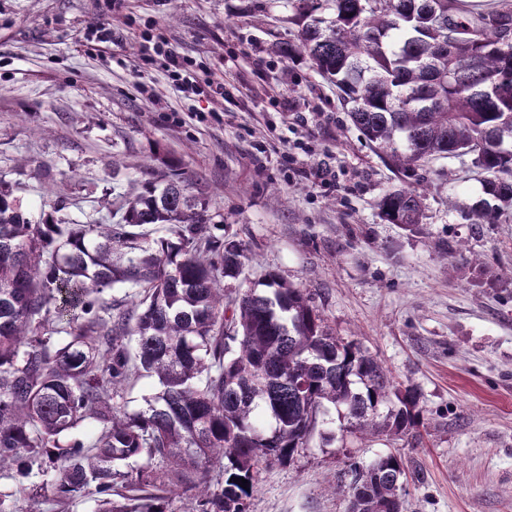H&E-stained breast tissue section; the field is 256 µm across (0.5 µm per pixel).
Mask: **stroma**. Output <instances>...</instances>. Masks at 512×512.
Here are the masks:
<instances>
[{
  "mask_svg": "<svg viewBox=\"0 0 512 512\" xmlns=\"http://www.w3.org/2000/svg\"><path fill=\"white\" fill-rule=\"evenodd\" d=\"M292 12L286 0H0V182L32 223L48 196L66 223L90 224L146 167L178 169L207 193L212 233L252 258L228 293L277 273L417 389L418 433H348L327 448L313 437L290 465L264 468L250 512H347V456L391 451L419 474L403 512H512V210L470 222L482 192L467 157L395 174L334 86L305 58L271 54L294 42ZM103 23L108 44L90 35ZM162 41L223 95L176 92L153 51ZM313 163L329 186L299 175ZM404 186L424 197L415 232L380 214Z\"/></svg>",
  "mask_w": 512,
  "mask_h": 512,
  "instance_id": "stroma-1",
  "label": "stroma"
}]
</instances>
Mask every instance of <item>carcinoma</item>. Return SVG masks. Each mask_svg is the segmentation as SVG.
Here are the masks:
<instances>
[{
    "label": "carcinoma",
    "instance_id": "cac0c4a2",
    "mask_svg": "<svg viewBox=\"0 0 512 512\" xmlns=\"http://www.w3.org/2000/svg\"><path fill=\"white\" fill-rule=\"evenodd\" d=\"M288 23L297 41L274 51L336 86L394 170L470 155L473 223L512 208V0H295ZM209 208L181 174L150 171L92 224H34L0 183V475L18 473L16 493L37 498L50 474L58 512L85 496L94 512H168L186 493L190 512H249L263 467L291 463L331 406L351 433L424 425L415 389L336 335L304 289L269 272L264 291L226 297L249 257L207 231ZM380 210L415 231L425 206L398 188ZM114 286L130 302L115 317ZM142 377L156 386L130 413ZM347 469L349 512H399L401 454Z\"/></svg>",
    "mask_w": 512,
    "mask_h": 512
}]
</instances>
